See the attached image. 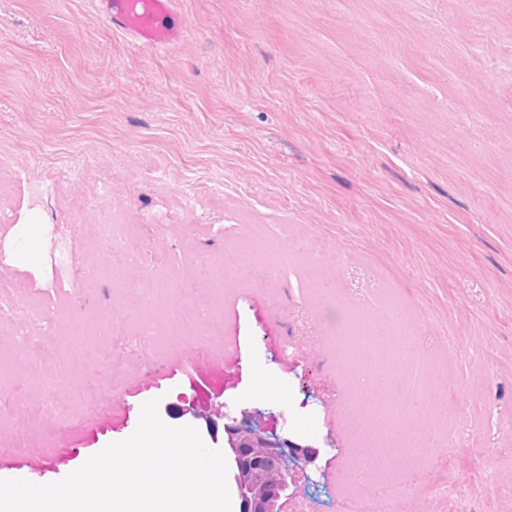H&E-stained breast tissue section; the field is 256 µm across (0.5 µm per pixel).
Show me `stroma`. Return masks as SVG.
Returning a JSON list of instances; mask_svg holds the SVG:
<instances>
[{"mask_svg":"<svg viewBox=\"0 0 512 512\" xmlns=\"http://www.w3.org/2000/svg\"><path fill=\"white\" fill-rule=\"evenodd\" d=\"M172 22L135 51L94 0H0V479L55 482L31 464L70 474L155 398L213 449L245 410L292 441L280 512H512V0ZM394 407L445 444L368 467Z\"/></svg>","mask_w":512,"mask_h":512,"instance_id":"obj_1","label":"stroma"}]
</instances>
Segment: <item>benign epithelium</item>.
<instances>
[{
	"instance_id": "benign-epithelium-1",
	"label": "benign epithelium",
	"mask_w": 512,
	"mask_h": 512,
	"mask_svg": "<svg viewBox=\"0 0 512 512\" xmlns=\"http://www.w3.org/2000/svg\"><path fill=\"white\" fill-rule=\"evenodd\" d=\"M224 441L240 512H278L279 500L292 480L286 450L294 444L259 427L248 414L224 423Z\"/></svg>"
}]
</instances>
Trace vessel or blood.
I'll return each mask as SVG.
<instances>
[{"label": "vessel or blood", "instance_id": "1", "mask_svg": "<svg viewBox=\"0 0 512 512\" xmlns=\"http://www.w3.org/2000/svg\"><path fill=\"white\" fill-rule=\"evenodd\" d=\"M97 10L127 35L134 49H161L184 40L186 29L168 24L175 0H95Z\"/></svg>", "mask_w": 512, "mask_h": 512}]
</instances>
